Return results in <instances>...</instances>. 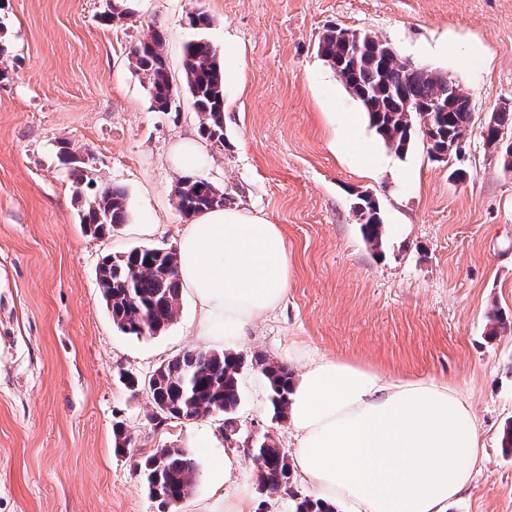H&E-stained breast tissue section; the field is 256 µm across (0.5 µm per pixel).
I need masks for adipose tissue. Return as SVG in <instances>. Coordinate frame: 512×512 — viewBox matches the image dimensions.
Instances as JSON below:
<instances>
[{"label": "adipose tissue", "mask_w": 512, "mask_h": 512, "mask_svg": "<svg viewBox=\"0 0 512 512\" xmlns=\"http://www.w3.org/2000/svg\"><path fill=\"white\" fill-rule=\"evenodd\" d=\"M178 255L201 336L234 338L288 293V248L263 216L236 208L192 216ZM289 423L300 475L322 500L351 512H444L481 459L472 407L455 386L390 380L337 359L303 364Z\"/></svg>", "instance_id": "adipose-tissue-1"}]
</instances>
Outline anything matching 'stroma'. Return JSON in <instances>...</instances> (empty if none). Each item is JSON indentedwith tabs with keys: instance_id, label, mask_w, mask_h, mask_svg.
Here are the masks:
<instances>
[{
	"instance_id": "35a3bbf8",
	"label": "stroma",
	"mask_w": 512,
	"mask_h": 512,
	"mask_svg": "<svg viewBox=\"0 0 512 512\" xmlns=\"http://www.w3.org/2000/svg\"><path fill=\"white\" fill-rule=\"evenodd\" d=\"M111 4L0 0V512H159L135 460L170 445L198 464L175 512H225L236 500L247 512H293L316 494L296 471L278 492L259 486L252 439L265 433L291 452L297 442L288 422L272 420L258 370L240 376L230 438L218 416L150 421L146 390L126 382L186 350L225 348L199 340L187 293L164 333L123 334L96 282L104 256L176 247L187 222L168 155L198 136V114L186 94L179 111H155L128 64L153 30L177 87L184 45L215 49L224 142H205L210 161L194 173L279 225L290 254L286 299L234 350L295 373L308 358H338L459 388L483 460L445 512H512V456L499 447L512 422V327L494 320H512V172L482 138L490 113L512 107V0H131V17L107 25ZM199 12L210 26L191 25ZM331 26L372 33L456 80L473 106L464 157L433 161L420 134L405 155L386 148L317 52ZM468 54L475 63L460 65ZM63 141L91 156L98 186L125 192L124 224L85 231L87 190L56 157ZM360 192L380 209L382 248L362 237ZM118 422L133 440L126 455L114 447ZM226 454L238 466L217 490L209 473Z\"/></svg>"
}]
</instances>
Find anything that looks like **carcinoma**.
I'll return each mask as SVG.
<instances>
[{
    "mask_svg": "<svg viewBox=\"0 0 512 512\" xmlns=\"http://www.w3.org/2000/svg\"><path fill=\"white\" fill-rule=\"evenodd\" d=\"M131 15L128 0H115L102 17L108 24ZM362 53L353 61L349 49L336 37V27L325 30L318 44L324 60L339 66L342 83L358 100L370 125L387 148L404 154L420 131L430 144L431 156L442 160L448 146L466 137L472 125L470 100L448 98V76L414 66L401 69L386 57V43L370 33L361 34ZM185 84L199 114L200 135L224 144V74L213 47L200 39L183 47ZM130 65L143 75L152 107L159 112L179 111L180 98L168 72L165 37L154 31L149 40L139 41L130 51ZM512 127V111L495 112L494 124L483 129L484 145L504 151V162L512 163V143L503 144V130ZM60 158L73 165L77 182L87 179L88 168L65 145ZM177 208L187 216L222 208L230 201L215 183L203 177L184 176L176 191ZM83 224L102 235L125 221L126 196L118 188L104 187L85 199ZM363 238L376 249L383 245V219L372 199L357 197ZM98 286L112 322L124 334L152 337L166 331L177 318L181 283L176 250L135 247L121 256H105L98 268ZM257 367L269 388L272 419L288 418L293 374L288 367L272 364L262 356L246 358L233 351H187L161 364L139 382L146 387L154 420L192 421L221 416L227 431H233L234 412L240 400L239 379L247 366ZM261 490L275 493L290 479L286 449L268 436L254 442L252 454ZM152 499L166 509L190 496L196 486L198 468L186 448H158L135 463ZM295 512H336V507L319 498L304 497Z\"/></svg>",
    "mask_w": 512,
    "mask_h": 512,
    "instance_id": "carcinoma-1",
    "label": "carcinoma"
}]
</instances>
